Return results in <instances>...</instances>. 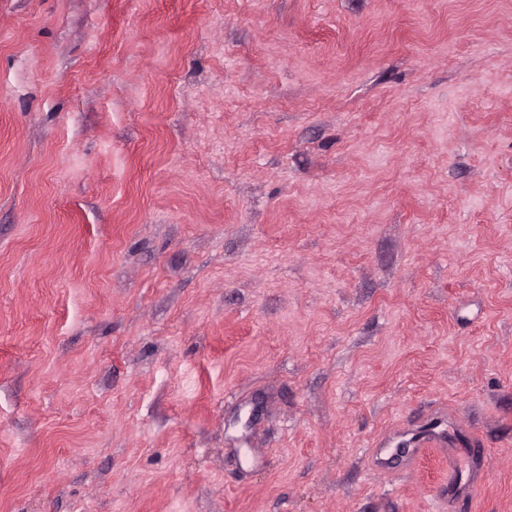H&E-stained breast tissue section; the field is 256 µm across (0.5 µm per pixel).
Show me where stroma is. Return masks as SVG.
<instances>
[{
	"instance_id": "35a3bbf8",
	"label": "stroma",
	"mask_w": 512,
	"mask_h": 512,
	"mask_svg": "<svg viewBox=\"0 0 512 512\" xmlns=\"http://www.w3.org/2000/svg\"><path fill=\"white\" fill-rule=\"evenodd\" d=\"M512 512V0H0V512ZM435 420L432 419L431 422ZM430 422V423H431ZM426 428L420 431V436L413 441V446L401 447L404 443H395L394 438L381 441L373 452L374 466L379 470L394 469L389 465V460L394 456L403 458L404 470L413 469L426 454L435 453L440 459L448 461V508L464 502L471 496L472 488L481 480L486 467V461L482 454L476 453L472 437H468L463 443L467 432L451 422L448 417V433L446 430L436 431ZM391 450L388 459L381 458L384 451Z\"/></svg>"
}]
</instances>
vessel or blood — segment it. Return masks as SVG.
<instances>
[{
	"mask_svg": "<svg viewBox=\"0 0 512 512\" xmlns=\"http://www.w3.org/2000/svg\"><path fill=\"white\" fill-rule=\"evenodd\" d=\"M465 436V430L452 424L444 431L422 430L413 445L407 447L384 440L379 444L381 455L375 458L374 465L380 470L388 469L389 462L383 457L387 451L401 457L407 470L414 468L426 454H436L448 463V503L453 506L470 497L486 467L483 455L467 447Z\"/></svg>",
	"mask_w": 512,
	"mask_h": 512,
	"instance_id": "vessel-or-blood-1",
	"label": "vessel or blood"
}]
</instances>
